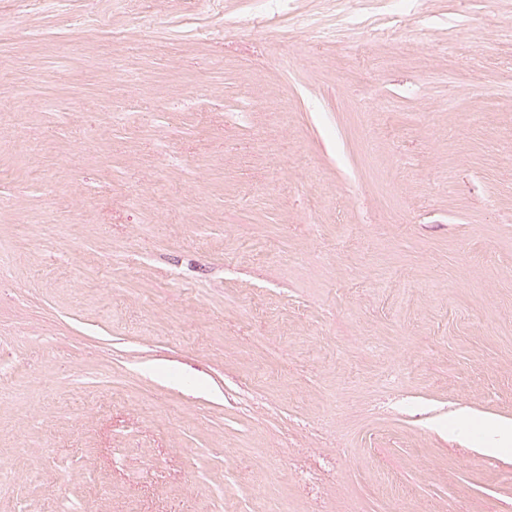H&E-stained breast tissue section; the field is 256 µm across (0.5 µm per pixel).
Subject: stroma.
Returning a JSON list of instances; mask_svg holds the SVG:
<instances>
[{
	"instance_id": "stroma-1",
	"label": "stroma",
	"mask_w": 512,
	"mask_h": 512,
	"mask_svg": "<svg viewBox=\"0 0 512 512\" xmlns=\"http://www.w3.org/2000/svg\"><path fill=\"white\" fill-rule=\"evenodd\" d=\"M0 512H500L512 0H0ZM488 439L485 443L489 452H497L512 443V426L504 427L489 421L485 424Z\"/></svg>"
}]
</instances>
